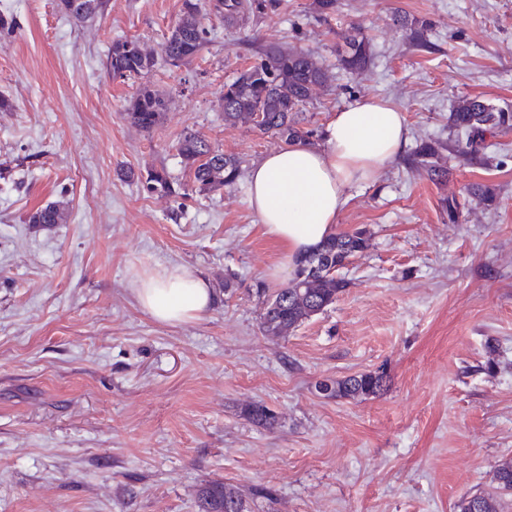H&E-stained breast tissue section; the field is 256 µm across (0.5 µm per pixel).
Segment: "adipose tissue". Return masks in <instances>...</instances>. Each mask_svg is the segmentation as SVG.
<instances>
[{
    "instance_id": "ef3b65f1",
    "label": "adipose tissue",
    "mask_w": 512,
    "mask_h": 512,
    "mask_svg": "<svg viewBox=\"0 0 512 512\" xmlns=\"http://www.w3.org/2000/svg\"><path fill=\"white\" fill-rule=\"evenodd\" d=\"M325 146L281 145L265 154L247 176V203L267 234L282 244L297 269L336 228L356 186L375 181L409 141L404 112L390 102L364 97L328 122ZM139 305L165 324L191 321L213 304L210 282L171 266L138 280Z\"/></svg>"
}]
</instances>
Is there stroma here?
Returning <instances> with one entry per match:
<instances>
[{"label": "stroma", "mask_w": 512, "mask_h": 512, "mask_svg": "<svg viewBox=\"0 0 512 512\" xmlns=\"http://www.w3.org/2000/svg\"><path fill=\"white\" fill-rule=\"evenodd\" d=\"M182 2L104 0L78 21L56 0H0L16 22L0 36V512H198L215 480L249 512H454L512 457V131L484 165L443 153L446 181L402 154L353 189L336 229L369 230V247L340 269L336 302L285 336L260 328L266 294L292 279L284 247L245 180L196 192L176 146L204 135L246 171L278 147L221 107L225 83L271 45L328 70L307 127L367 96L404 112L411 146L449 140L461 96L512 110V0H337L326 19L314 0H276L231 24L205 0L206 43L174 65L161 46ZM354 24L373 56L357 76L336 60ZM118 39L152 52V70L109 79ZM144 86L167 104L149 133L125 116ZM161 168L185 194L145 190L139 175ZM452 197L456 224L441 206ZM50 203L63 223H29ZM171 265L218 296L178 325L132 291ZM378 370L377 395L316 388ZM255 403L272 425L246 416Z\"/></svg>", "instance_id": "1"}]
</instances>
